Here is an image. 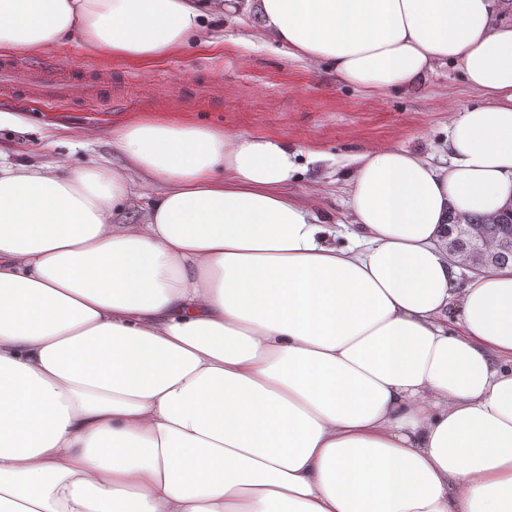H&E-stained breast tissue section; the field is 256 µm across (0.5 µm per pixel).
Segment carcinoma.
I'll use <instances>...</instances> for the list:
<instances>
[{"mask_svg":"<svg viewBox=\"0 0 512 512\" xmlns=\"http://www.w3.org/2000/svg\"><path fill=\"white\" fill-rule=\"evenodd\" d=\"M493 246V265L512 262V207L493 218L474 216L466 224L448 225V246L471 251L483 242Z\"/></svg>","mask_w":512,"mask_h":512,"instance_id":"carcinoma-1","label":"carcinoma"}]
</instances>
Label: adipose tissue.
Here are the masks:
<instances>
[{
	"instance_id": "obj_1",
	"label": "adipose tissue",
	"mask_w": 512,
	"mask_h": 512,
	"mask_svg": "<svg viewBox=\"0 0 512 512\" xmlns=\"http://www.w3.org/2000/svg\"><path fill=\"white\" fill-rule=\"evenodd\" d=\"M503 5L0 0L5 52L158 60L241 13L344 84L447 62L484 99L447 165L355 157L343 244L270 135L135 118L122 168L0 163V512H512V264L461 282L447 234L512 204Z\"/></svg>"
}]
</instances>
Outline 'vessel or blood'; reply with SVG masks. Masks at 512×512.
<instances>
[{"mask_svg":"<svg viewBox=\"0 0 512 512\" xmlns=\"http://www.w3.org/2000/svg\"><path fill=\"white\" fill-rule=\"evenodd\" d=\"M107 82V77L91 76L50 62L21 64L0 58V96H25L47 109L75 100L88 108H99L109 98Z\"/></svg>","mask_w":512,"mask_h":512,"instance_id":"obj_1","label":"vessel or blood"}]
</instances>
